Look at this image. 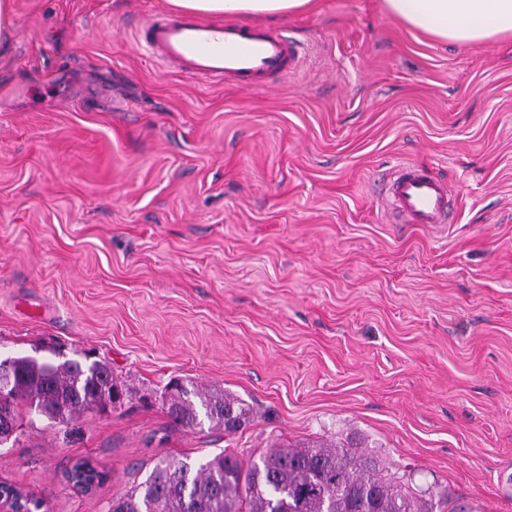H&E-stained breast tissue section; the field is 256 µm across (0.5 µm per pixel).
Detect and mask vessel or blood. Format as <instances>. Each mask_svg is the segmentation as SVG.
Here are the masks:
<instances>
[{
    "label": "vessel or blood",
    "instance_id": "obj_1",
    "mask_svg": "<svg viewBox=\"0 0 512 512\" xmlns=\"http://www.w3.org/2000/svg\"><path fill=\"white\" fill-rule=\"evenodd\" d=\"M138 42L167 64L192 75L238 81L250 90L297 68L299 46L270 29L159 14L137 27ZM452 191L445 179L412 162L398 164L384 184L387 210L401 224H446Z\"/></svg>",
    "mask_w": 512,
    "mask_h": 512
}]
</instances>
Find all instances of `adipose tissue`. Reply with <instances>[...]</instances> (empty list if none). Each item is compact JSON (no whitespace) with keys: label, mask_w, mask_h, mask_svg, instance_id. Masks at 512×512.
Returning a JSON list of instances; mask_svg holds the SVG:
<instances>
[{"label":"adipose tissue","mask_w":512,"mask_h":512,"mask_svg":"<svg viewBox=\"0 0 512 512\" xmlns=\"http://www.w3.org/2000/svg\"><path fill=\"white\" fill-rule=\"evenodd\" d=\"M179 11L212 18L280 16L315 0H169ZM385 12L410 28L458 44L512 36V0H383Z\"/></svg>","instance_id":"ef3b65f1"}]
</instances>
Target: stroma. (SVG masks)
Returning <instances> with one entry per match:
<instances>
[{
	"label": "stroma",
	"instance_id": "stroma-1",
	"mask_svg": "<svg viewBox=\"0 0 512 512\" xmlns=\"http://www.w3.org/2000/svg\"><path fill=\"white\" fill-rule=\"evenodd\" d=\"M0 48V360L108 364L123 402L0 444V483L109 512L159 458L357 443L433 512H512V38L434 39L381 0L257 19L298 69L244 90L141 47L167 0H13ZM410 161L453 223L394 224ZM251 409L174 426L170 380ZM91 462L92 490L69 479Z\"/></svg>",
	"mask_w": 512,
	"mask_h": 512
}]
</instances>
